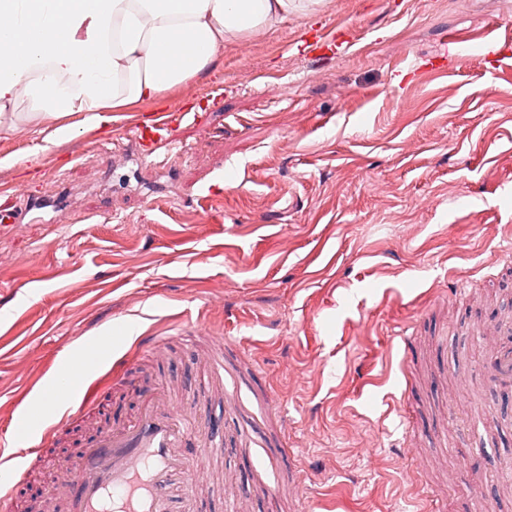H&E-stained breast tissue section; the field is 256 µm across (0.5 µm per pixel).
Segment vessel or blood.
<instances>
[{
	"mask_svg": "<svg viewBox=\"0 0 512 512\" xmlns=\"http://www.w3.org/2000/svg\"><path fill=\"white\" fill-rule=\"evenodd\" d=\"M338 29L326 30L305 42L303 55L322 59L347 50ZM182 112H157L132 126L131 139L142 147L144 160L154 158L166 145L168 132L185 120ZM489 342L480 374L484 383L500 393H512V313L489 319L483 329ZM224 356L210 359L215 378L224 380V408L238 415L245 406L232 381L242 374L237 360L228 357L230 340H223ZM270 428L261 438L242 432V448L275 449L286 456V436L279 423L274 394L256 393ZM216 427L203 416V404L194 395H179L166 385L144 393L135 417L127 423L93 435L70 465L54 496L56 512H194L196 476L223 456V443ZM277 487L259 483L255 487L228 485L224 491L227 512H246L245 504L259 494L277 495Z\"/></svg>",
	"mask_w": 512,
	"mask_h": 512,
	"instance_id": "vessel-or-blood-1",
	"label": "vessel or blood"
}]
</instances>
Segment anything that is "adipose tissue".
<instances>
[{
	"label": "adipose tissue",
	"mask_w": 512,
	"mask_h": 512,
	"mask_svg": "<svg viewBox=\"0 0 512 512\" xmlns=\"http://www.w3.org/2000/svg\"><path fill=\"white\" fill-rule=\"evenodd\" d=\"M321 0H0V132L70 140L193 80L224 46Z\"/></svg>",
	"instance_id": "adipose-tissue-1"
}]
</instances>
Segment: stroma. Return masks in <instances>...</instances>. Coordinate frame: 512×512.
Listing matches in <instances>:
<instances>
[{
  "mask_svg": "<svg viewBox=\"0 0 512 512\" xmlns=\"http://www.w3.org/2000/svg\"><path fill=\"white\" fill-rule=\"evenodd\" d=\"M321 28L348 29L352 46L299 55ZM175 105L200 123L175 126L174 145L144 165L127 129ZM1 206L26 217L0 226V433L104 327L116 360L134 341L124 322L172 339L39 448L12 512L64 478V449L132 418L140 391L173 384L223 416L205 358L186 359V323L261 367L314 512H423L430 497L443 512H480L486 469H512L503 395L470 403L456 386L482 359L472 322L512 307L498 252L512 229V0H323L318 17L251 33L202 77L127 107L111 133L78 129L40 153L35 175L0 170ZM451 271L471 293L456 294ZM411 321L406 349L396 331ZM427 457L423 488L411 476ZM222 469L273 483L288 462L261 453L248 468L229 453Z\"/></svg>",
  "mask_w": 512,
  "mask_h": 512,
  "instance_id": "35a3bbf8",
  "label": "stroma"
}]
</instances>
